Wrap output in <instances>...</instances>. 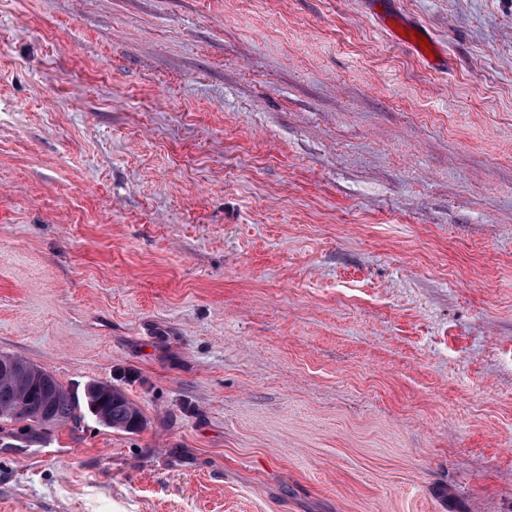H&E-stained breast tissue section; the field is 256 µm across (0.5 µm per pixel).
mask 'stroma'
Segmentation results:
<instances>
[{"label": "stroma", "mask_w": 512, "mask_h": 512, "mask_svg": "<svg viewBox=\"0 0 512 512\" xmlns=\"http://www.w3.org/2000/svg\"><path fill=\"white\" fill-rule=\"evenodd\" d=\"M1 353L0 512H512V0H0ZM0 359L11 360L25 369L13 365L12 377L0 374V430L20 434V431L35 426H64L76 423L83 406L110 428L126 432H137L143 427V416L139 408L119 389L102 382L92 383L84 389L82 398L63 387L54 377H45L43 368L12 355L0 354ZM45 411L50 420L43 418ZM19 424L16 429L4 426ZM7 429V431H3ZM24 436L25 434H20Z\"/></svg>", "instance_id": "stroma-1"}]
</instances>
